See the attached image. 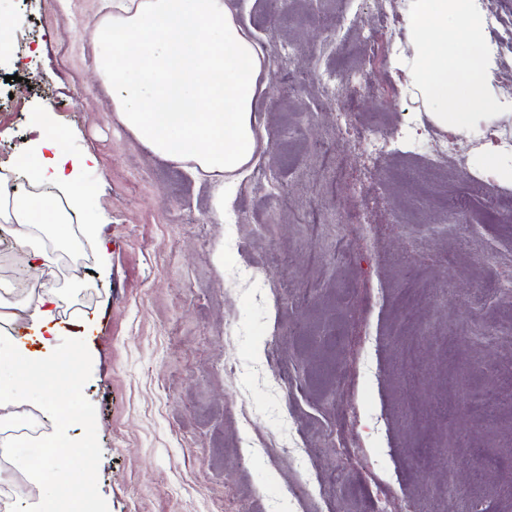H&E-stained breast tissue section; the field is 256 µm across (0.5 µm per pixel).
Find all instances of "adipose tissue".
<instances>
[{
	"label": "adipose tissue",
	"instance_id": "adipose-tissue-1",
	"mask_svg": "<svg viewBox=\"0 0 512 512\" xmlns=\"http://www.w3.org/2000/svg\"><path fill=\"white\" fill-rule=\"evenodd\" d=\"M408 26L419 57L407 79L439 127L467 124L478 107L512 112V100L492 94L494 60L473 0H415ZM94 39L105 48L100 71L112 81L115 111L155 153L220 178L251 162L259 145L255 112L264 54L238 25L230 0H112V23L99 25ZM60 152L55 142L21 151L15 169L32 183L65 189L72 212L89 216L95 190L82 181L79 163L57 161ZM0 222L9 225L35 271L51 261L42 228L78 249L101 243L95 223H87L84 238L74 237L49 198L14 195L2 185ZM43 413L57 433L40 440L45 453L39 462L0 438V457L42 489L52 462L65 451L63 434L78 409L52 399Z\"/></svg>",
	"mask_w": 512,
	"mask_h": 512
}]
</instances>
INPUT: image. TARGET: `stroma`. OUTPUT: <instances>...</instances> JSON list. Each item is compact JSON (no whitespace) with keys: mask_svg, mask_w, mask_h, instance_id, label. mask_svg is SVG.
Wrapping results in <instances>:
<instances>
[{"mask_svg":"<svg viewBox=\"0 0 512 512\" xmlns=\"http://www.w3.org/2000/svg\"><path fill=\"white\" fill-rule=\"evenodd\" d=\"M232 2L265 67L260 147L228 190L121 122L92 37L103 0H0V168L63 132L106 242L72 255L45 240L58 344L81 350L78 389L55 391L75 396L68 439L88 450L62 463L66 492L92 512H512V406L482 401L512 368L495 289L512 280V224L483 206L479 143L512 116L452 132L466 166L445 158L449 181L422 197L430 166L409 146L438 127L404 72L406 19L387 0ZM340 70L356 81L336 88ZM372 127L404 149L369 154ZM23 394L11 434L26 444L52 426L44 387ZM39 496L0 459V512Z\"/></svg>","mask_w":512,"mask_h":512,"instance_id":"35a3bbf8","label":"stroma"}]
</instances>
